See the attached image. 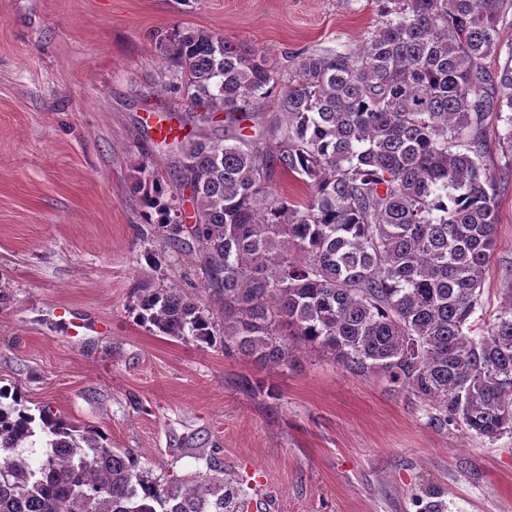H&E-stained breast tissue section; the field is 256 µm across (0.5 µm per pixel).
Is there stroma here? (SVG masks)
I'll return each mask as SVG.
<instances>
[{
    "label": "stroma",
    "mask_w": 512,
    "mask_h": 512,
    "mask_svg": "<svg viewBox=\"0 0 512 512\" xmlns=\"http://www.w3.org/2000/svg\"><path fill=\"white\" fill-rule=\"evenodd\" d=\"M379 22L376 0H0V386L136 449L161 479L215 456L259 512H512V433L440 429L415 396L311 349L262 366L162 335L133 310L144 286L214 307L175 175L184 135L223 132L166 90L157 35L203 29L259 47L285 84L301 57ZM505 127L489 114L496 248L477 337L512 269ZM143 165L175 198L178 240L146 221Z\"/></svg>",
    "instance_id": "1"
}]
</instances>
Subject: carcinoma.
Instances as JSON below:
<instances>
[{"mask_svg": "<svg viewBox=\"0 0 512 512\" xmlns=\"http://www.w3.org/2000/svg\"><path fill=\"white\" fill-rule=\"evenodd\" d=\"M512 0H379L382 18L343 52L308 55L282 87L262 50L205 30L158 36L168 89L228 134L188 138L190 187L208 288L223 322L176 290L141 288L143 324L180 340L284 365L300 344L372 373L472 435L512 432V283L495 322L471 319L496 247L485 121L506 112L512 142ZM276 96L288 118L274 146L243 133L247 107ZM310 184L299 207L274 169ZM136 187L156 224L179 232L173 198L146 165ZM159 480L133 448H114L0 387V512H240L224 466ZM501 31V42L504 45L501 56L498 57H488L481 61L482 67L489 71L495 72L500 65L503 63L504 53L507 50V43L512 42V10L507 11L504 14L503 21L499 25Z\"/></svg>", "mask_w": 512, "mask_h": 512, "instance_id": "obj_1", "label": "carcinoma"}]
</instances>
